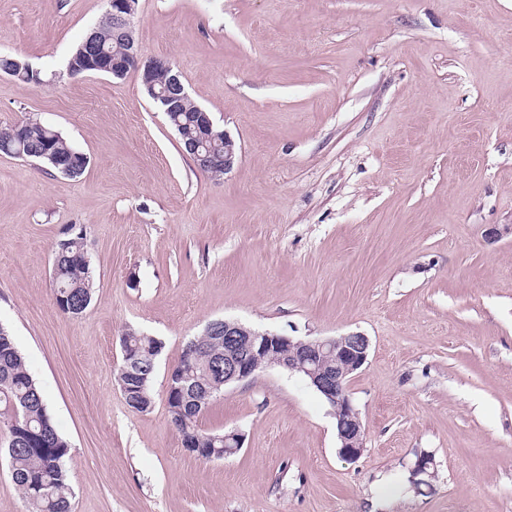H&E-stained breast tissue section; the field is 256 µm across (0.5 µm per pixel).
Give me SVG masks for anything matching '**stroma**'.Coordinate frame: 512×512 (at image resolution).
Here are the masks:
<instances>
[{
    "label": "stroma",
    "instance_id": "1",
    "mask_svg": "<svg viewBox=\"0 0 512 512\" xmlns=\"http://www.w3.org/2000/svg\"><path fill=\"white\" fill-rule=\"evenodd\" d=\"M106 9L0 0V51L41 77L0 75V127L40 119L89 159L68 179L0 155V321L69 443L73 512H512V0H139L142 57L239 147L218 180L139 74L69 75ZM74 224L95 288L77 318L52 291ZM216 319L366 334L362 457L277 367L200 420L241 432L237 454L187 452L167 375ZM131 330L163 343L146 412L117 383Z\"/></svg>",
    "mask_w": 512,
    "mask_h": 512
}]
</instances>
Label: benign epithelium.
Masks as SVG:
<instances>
[{
    "label": "benign epithelium",
    "mask_w": 512,
    "mask_h": 512,
    "mask_svg": "<svg viewBox=\"0 0 512 512\" xmlns=\"http://www.w3.org/2000/svg\"><path fill=\"white\" fill-rule=\"evenodd\" d=\"M138 0H108L109 11L116 22V38L121 41V52L112 56V67L96 51L88 55V67L112 73L141 71L144 82L154 88L152 73L157 68L153 59L145 60L135 38L133 18ZM167 85L160 93L165 100L186 98L180 74L171 64ZM196 123L204 133L189 144V153L197 168L210 174L221 162L229 171L237 158L236 142L224 134V156L219 158L206 148L211 139L213 121L204 110H199ZM224 335V385L244 382L258 369L279 367L290 374L303 376L332 409L336 420L338 453L349 461L358 460L366 449V433L358 409L351 399L349 383L364 366L370 352V340L361 332H348L339 336L298 339L271 331H260L238 321L216 320L207 324L204 335Z\"/></svg>",
    "instance_id": "benign-epithelium-1"
}]
</instances>
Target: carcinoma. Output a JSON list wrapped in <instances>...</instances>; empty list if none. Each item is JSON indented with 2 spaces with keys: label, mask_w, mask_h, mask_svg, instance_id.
<instances>
[{
  "label": "carcinoma",
  "mask_w": 512,
  "mask_h": 512,
  "mask_svg": "<svg viewBox=\"0 0 512 512\" xmlns=\"http://www.w3.org/2000/svg\"><path fill=\"white\" fill-rule=\"evenodd\" d=\"M97 32L95 50L116 53L120 44L114 37L111 15L104 16ZM5 70L13 71L12 77L23 83L32 81L33 69L18 54L0 53V73ZM196 107L188 97L175 116L167 117L182 144L197 134ZM45 150L69 161L68 170L62 173L66 178L76 179L87 168L84 153L48 124L27 119L0 129V155L28 159ZM52 273L58 308L71 317L83 314L94 294L84 230L59 241ZM159 347L163 342L154 336L136 331L123 336L118 380L126 385L124 399L134 410L145 412L153 406L151 386L157 362H149L147 354ZM177 371L184 389L166 399L173 426L181 440L196 438L201 448L196 453L198 459L224 458V432L201 428L199 417L209 403H198L202 393L224 381V337H208L189 356L181 357ZM0 447L6 449L11 479L27 512H73L74 490L65 465L70 446L49 414L42 391L6 325L0 327Z\"/></svg>",
  "instance_id": "1"
}]
</instances>
